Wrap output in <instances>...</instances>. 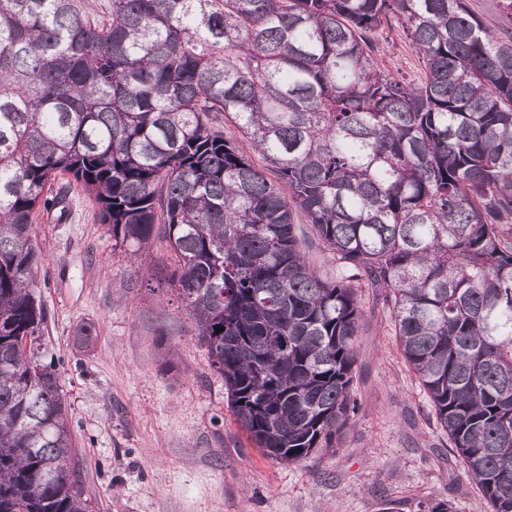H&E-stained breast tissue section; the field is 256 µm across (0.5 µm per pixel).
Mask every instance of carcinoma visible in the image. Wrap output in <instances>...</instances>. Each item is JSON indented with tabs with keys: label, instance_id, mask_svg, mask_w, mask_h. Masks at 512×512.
Masks as SVG:
<instances>
[{
	"label": "carcinoma",
	"instance_id": "carcinoma-1",
	"mask_svg": "<svg viewBox=\"0 0 512 512\" xmlns=\"http://www.w3.org/2000/svg\"><path fill=\"white\" fill-rule=\"evenodd\" d=\"M0 0V512H90L43 359L41 209L81 183L115 245L166 242L255 447L293 464L351 420L361 310L387 290L403 357L491 512H512V0ZM393 16L415 83L380 67ZM233 121L257 167L218 119ZM275 174L276 180L266 172ZM305 215L347 275L325 281ZM224 328L221 333L216 327ZM414 512H457L447 499ZM297 236L301 243V249L306 253L311 264L324 279L336 280L341 268L336 263V258L331 254L314 235L311 225L299 213L295 215Z\"/></svg>",
	"mask_w": 512,
	"mask_h": 512
}]
</instances>
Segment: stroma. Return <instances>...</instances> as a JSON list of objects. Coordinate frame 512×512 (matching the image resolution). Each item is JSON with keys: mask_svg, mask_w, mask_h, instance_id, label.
<instances>
[{"mask_svg": "<svg viewBox=\"0 0 512 512\" xmlns=\"http://www.w3.org/2000/svg\"><path fill=\"white\" fill-rule=\"evenodd\" d=\"M375 56L410 81L424 64L396 21ZM72 212L36 219L44 344L56 358L93 512H404L430 498L490 512L462 473L415 373L404 361L381 288H359L357 412L332 449L280 464L254 448L228 404L224 379L181 301L165 243L130 255L114 245L81 184ZM302 250L322 278L341 268L303 216ZM94 327L90 341L81 326Z\"/></svg>", "mask_w": 512, "mask_h": 512, "instance_id": "1", "label": "stroma"}]
</instances>
